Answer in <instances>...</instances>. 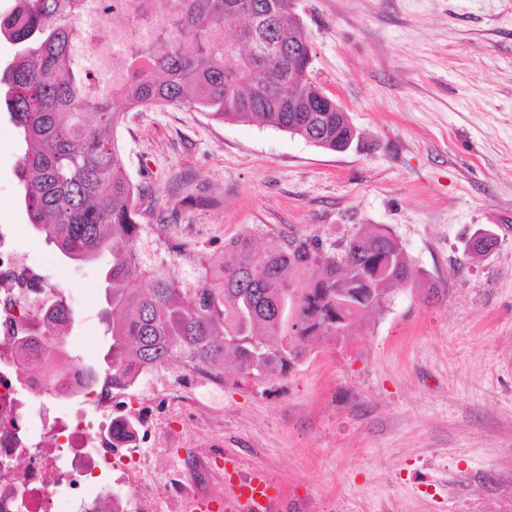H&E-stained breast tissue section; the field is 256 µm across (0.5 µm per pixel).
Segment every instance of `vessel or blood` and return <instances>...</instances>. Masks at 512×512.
Wrapping results in <instances>:
<instances>
[{
	"label": "vessel or blood",
	"instance_id": "vessel-or-blood-1",
	"mask_svg": "<svg viewBox=\"0 0 512 512\" xmlns=\"http://www.w3.org/2000/svg\"><path fill=\"white\" fill-rule=\"evenodd\" d=\"M278 485L266 472L256 471L233 483L228 496H209L185 502L184 512H274Z\"/></svg>",
	"mask_w": 512,
	"mask_h": 512
}]
</instances>
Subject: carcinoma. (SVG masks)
<instances>
[{
  "label": "carcinoma",
  "mask_w": 512,
  "mask_h": 512,
  "mask_svg": "<svg viewBox=\"0 0 512 512\" xmlns=\"http://www.w3.org/2000/svg\"><path fill=\"white\" fill-rule=\"evenodd\" d=\"M14 8L18 18L1 20L0 35L20 53L0 84L26 144L21 202L65 258L111 257L103 320L112 343L98 369L69 353L92 383L127 391L143 372L178 359L222 377L232 360V384L252 387L300 366L308 341L346 336L379 308L371 290L407 283L401 244L377 227L339 244L280 235L263 250L239 237L191 290L166 269L150 288L131 287L145 276L137 244L147 210L136 203L118 145L126 111L195 108L222 121H260L332 151L346 138L334 103L288 111V0H127L126 66L106 91L92 86L76 52L70 20L83 0H15ZM238 18L247 20L243 54L225 36ZM45 315L74 323L60 288Z\"/></svg>",
  "instance_id": "obj_1"
}]
</instances>
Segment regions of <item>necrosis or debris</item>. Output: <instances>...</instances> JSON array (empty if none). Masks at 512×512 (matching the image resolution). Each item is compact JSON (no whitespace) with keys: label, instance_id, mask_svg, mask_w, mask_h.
I'll return each instance as SVG.
<instances>
[{"label":"necrosis or debris","instance_id":"obj_1","mask_svg":"<svg viewBox=\"0 0 512 512\" xmlns=\"http://www.w3.org/2000/svg\"><path fill=\"white\" fill-rule=\"evenodd\" d=\"M50 290L16 248V227L0 222V512H129L102 473L121 471L149 429L112 434V391L88 383L50 338L39 314ZM27 331L49 374L25 370L15 336Z\"/></svg>","mask_w":512,"mask_h":512}]
</instances>
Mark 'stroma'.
<instances>
[{
	"instance_id": "1",
	"label": "stroma",
	"mask_w": 512,
	"mask_h": 512,
	"mask_svg": "<svg viewBox=\"0 0 512 512\" xmlns=\"http://www.w3.org/2000/svg\"><path fill=\"white\" fill-rule=\"evenodd\" d=\"M311 80L357 136L343 152L192 109L133 111L117 132L130 180L165 216L138 243L183 287L248 232L326 242L382 226L420 273L343 341L313 345L291 374L241 389L154 368L113 399L173 429L141 445L147 489L204 450L260 469L308 512H512V0H297ZM18 131L0 112V221L65 288L67 347L98 365L108 254L55 256L21 203ZM480 228L496 250L471 255Z\"/></svg>"
}]
</instances>
